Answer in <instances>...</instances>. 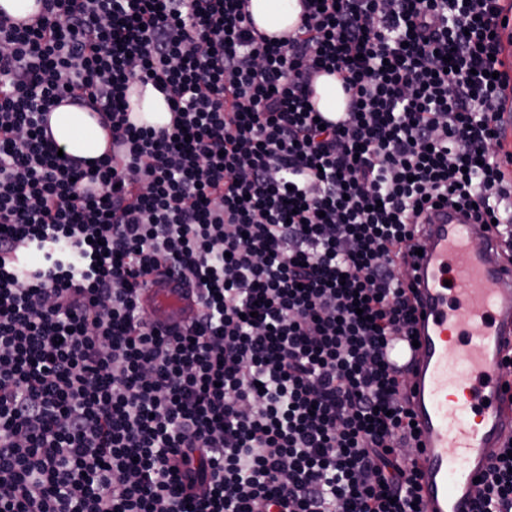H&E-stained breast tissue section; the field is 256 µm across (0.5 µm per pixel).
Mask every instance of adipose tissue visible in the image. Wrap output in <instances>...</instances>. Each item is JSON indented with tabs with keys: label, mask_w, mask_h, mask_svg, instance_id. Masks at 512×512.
<instances>
[{
	"label": "adipose tissue",
	"mask_w": 512,
	"mask_h": 512,
	"mask_svg": "<svg viewBox=\"0 0 512 512\" xmlns=\"http://www.w3.org/2000/svg\"><path fill=\"white\" fill-rule=\"evenodd\" d=\"M249 10L260 31L279 35L296 28L302 8L300 0H251ZM128 101L131 119L135 124L155 128L169 124V105L164 95L153 85H134ZM50 127L54 140L73 156L96 158L106 148V133L90 110L69 105L59 106L50 115Z\"/></svg>",
	"instance_id": "ef3b65f1"
}]
</instances>
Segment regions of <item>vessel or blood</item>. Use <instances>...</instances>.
I'll return each instance as SVG.
<instances>
[{"instance_id":"1","label":"vessel or blood","mask_w":512,"mask_h":512,"mask_svg":"<svg viewBox=\"0 0 512 512\" xmlns=\"http://www.w3.org/2000/svg\"><path fill=\"white\" fill-rule=\"evenodd\" d=\"M415 244L417 338L395 339L388 355L408 377L425 512H474V480L512 436V397L499 369L512 349V265L480 225L448 210ZM140 301L163 327H184L198 311L195 296L164 273L152 276Z\"/></svg>"}]
</instances>
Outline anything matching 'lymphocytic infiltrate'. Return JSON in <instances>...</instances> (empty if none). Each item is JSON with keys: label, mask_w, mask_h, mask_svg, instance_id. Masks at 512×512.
Here are the masks:
<instances>
[{"label": "lymphocytic infiltrate", "mask_w": 512, "mask_h": 512, "mask_svg": "<svg viewBox=\"0 0 512 512\" xmlns=\"http://www.w3.org/2000/svg\"><path fill=\"white\" fill-rule=\"evenodd\" d=\"M37 2L0 10V512H424L386 350L429 209L512 239L501 0H301L286 37L250 0ZM138 81L168 126L130 122ZM64 103L95 165L48 135ZM161 271L183 329L141 311ZM506 448L475 512H512ZM311 101L318 112L330 119L347 109V95L336 75L323 74L316 79ZM50 127L54 140L75 157L91 159L105 151L106 132L90 110L61 105L51 112ZM144 288L140 296L141 308L152 323L182 328L198 311L195 296L167 274L153 275Z\"/></svg>", "instance_id": "obj_1"}]
</instances>
